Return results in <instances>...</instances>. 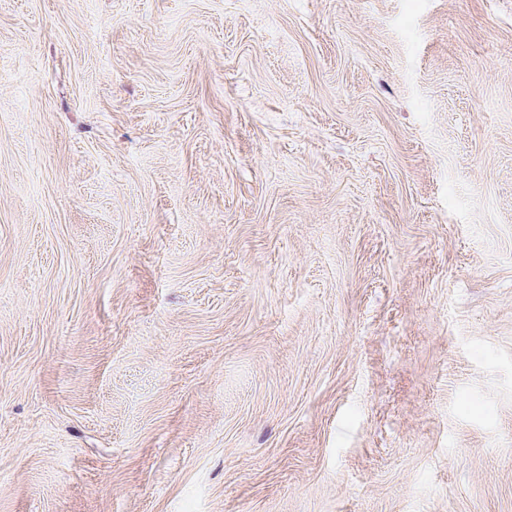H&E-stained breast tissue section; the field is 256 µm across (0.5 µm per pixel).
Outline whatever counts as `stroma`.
<instances>
[{"label": "stroma", "mask_w": 512, "mask_h": 512, "mask_svg": "<svg viewBox=\"0 0 512 512\" xmlns=\"http://www.w3.org/2000/svg\"><path fill=\"white\" fill-rule=\"evenodd\" d=\"M0 512H512V0H0Z\"/></svg>", "instance_id": "obj_1"}]
</instances>
